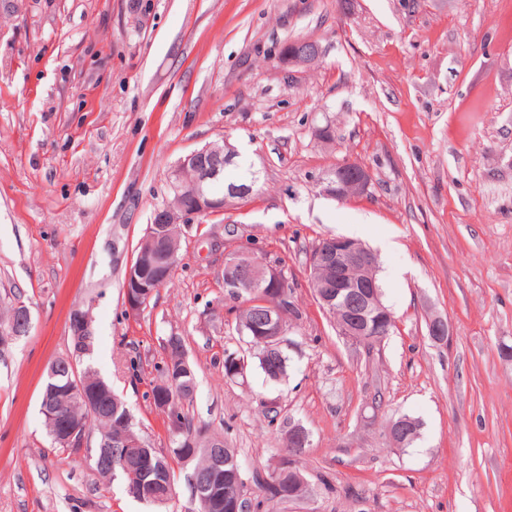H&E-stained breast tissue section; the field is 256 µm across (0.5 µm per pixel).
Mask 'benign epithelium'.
<instances>
[{"label": "benign epithelium", "mask_w": 512, "mask_h": 512, "mask_svg": "<svg viewBox=\"0 0 512 512\" xmlns=\"http://www.w3.org/2000/svg\"><path fill=\"white\" fill-rule=\"evenodd\" d=\"M320 54V44L309 40L286 46L282 57L286 63L297 67L308 64L310 59ZM236 155L237 151L230 145L208 143L177 162L171 171L175 181L170 184V190L179 202V209L175 210L167 203L155 211L126 269L124 298L130 313L137 314L143 310L167 281L162 258L177 256L178 246L164 237L163 225L185 223L191 217L222 212L233 200L250 195V186H231L222 196L210 192V185L223 175L224 164L234 161ZM187 169L195 173L193 182L188 185L181 181V174ZM347 169L353 172V177L341 178L340 173ZM371 181V174L364 166L348 161L328 172L319 181V187L324 195L343 200L366 192ZM254 257L255 251L245 248L227 258L224 263V287L256 288L260 295L280 303L279 319L264 318L248 326L259 345L269 351L282 344V337L287 332L284 321L288 317V282L280 264L262 260L257 265L252 261ZM309 273L315 297L323 310L333 309V303L345 292L353 296L352 306L343 310V318L337 323L340 335L363 344L379 333H389L391 327L397 325L393 312L382 301L374 253L368 247L348 237L325 238L310 254ZM30 326L31 314L28 307L22 303L16 304L10 318L0 320V344L28 335ZM70 328L77 343L82 345L88 342L90 323L83 313L77 311L72 315ZM428 331L434 341L445 342L448 338V322L435 317L429 320ZM110 402L114 403V411H119L120 400L113 396L109 385L79 370L74 359H58L49 365L41 410L52 425L53 438L58 446L80 450L90 446L86 432L68 409L75 405L98 407ZM288 444L293 448H310L311 434L303 425L293 424L288 428ZM143 447L142 438L126 427L123 419L97 445L101 457L109 463L112 462L113 449L117 448L125 456L139 457L143 468L151 470L152 456ZM211 453L212 471L207 478L193 481L194 490H208L211 512H247V509L241 507L242 496L224 495V444H218L211 449ZM267 472L268 495L280 498L287 494L290 499H297L296 487L303 476L295 465L279 461L267 468Z\"/></svg>", "instance_id": "obj_1"}]
</instances>
